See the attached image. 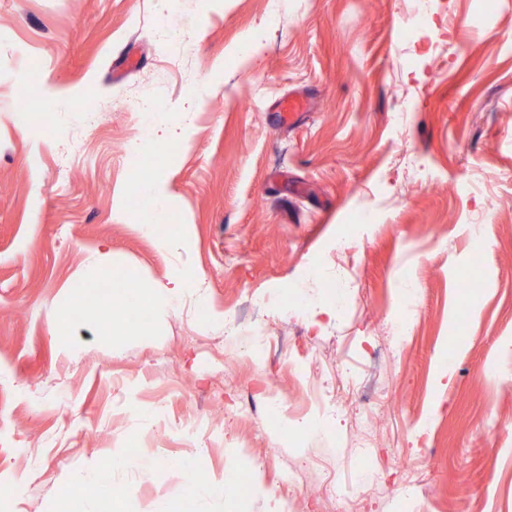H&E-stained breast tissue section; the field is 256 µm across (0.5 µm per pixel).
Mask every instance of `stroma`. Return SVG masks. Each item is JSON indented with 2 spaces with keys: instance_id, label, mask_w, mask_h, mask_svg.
Listing matches in <instances>:
<instances>
[{
  "instance_id": "1",
  "label": "stroma",
  "mask_w": 512,
  "mask_h": 512,
  "mask_svg": "<svg viewBox=\"0 0 512 512\" xmlns=\"http://www.w3.org/2000/svg\"><path fill=\"white\" fill-rule=\"evenodd\" d=\"M417 7L0 0V512H512V0ZM95 268L207 304L59 337ZM91 459L113 504L69 485ZM139 192L152 206L156 220L161 221L166 215L167 200L169 198V185L159 175L150 181H142L139 184Z\"/></svg>"
}]
</instances>
